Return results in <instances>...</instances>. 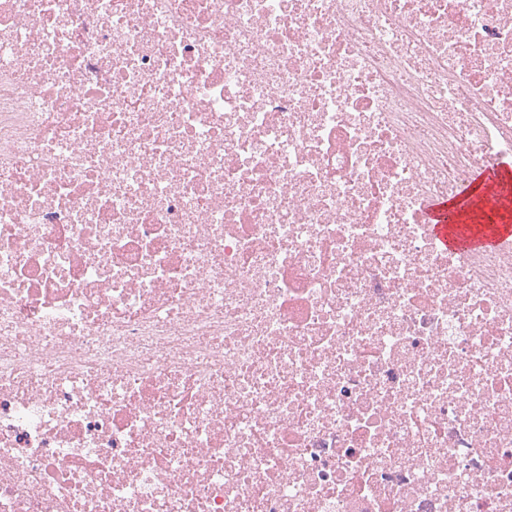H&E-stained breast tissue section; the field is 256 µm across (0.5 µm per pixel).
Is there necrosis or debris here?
<instances>
[{"mask_svg":"<svg viewBox=\"0 0 512 512\" xmlns=\"http://www.w3.org/2000/svg\"><path fill=\"white\" fill-rule=\"evenodd\" d=\"M512 0H0V512H512ZM511 171L502 161L478 167L453 197L435 199L429 204L428 223L444 248L478 251L511 238ZM474 213L483 214L489 224H463Z\"/></svg>","mask_w":512,"mask_h":512,"instance_id":"4bbe7bcc","label":"necrosis or debris"}]
</instances>
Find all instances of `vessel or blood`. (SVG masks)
<instances>
[{
    "instance_id": "vessel-or-blood-1",
    "label": "vessel or blood",
    "mask_w": 512,
    "mask_h": 512,
    "mask_svg": "<svg viewBox=\"0 0 512 512\" xmlns=\"http://www.w3.org/2000/svg\"><path fill=\"white\" fill-rule=\"evenodd\" d=\"M427 220L438 242L453 251H478L512 236V170L476 168L456 194L433 200Z\"/></svg>"
}]
</instances>
